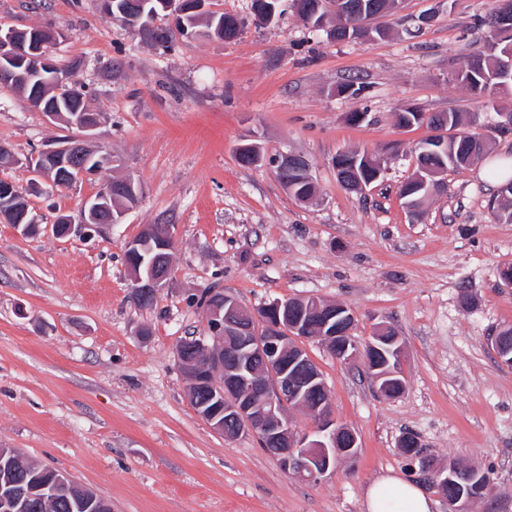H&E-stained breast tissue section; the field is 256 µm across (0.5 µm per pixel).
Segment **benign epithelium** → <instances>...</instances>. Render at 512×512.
<instances>
[{
  "mask_svg": "<svg viewBox=\"0 0 512 512\" xmlns=\"http://www.w3.org/2000/svg\"><path fill=\"white\" fill-rule=\"evenodd\" d=\"M278 0H253L257 18L267 21L276 10ZM163 12L171 18L170 26L178 36L190 37L194 32L184 23V17L204 11L205 0H159ZM301 20L307 22L331 9L338 11L333 0L309 3L291 0ZM145 3L131 2L119 9V15L139 35H145L142 18ZM50 34L38 29L0 28V85L29 87L34 80L46 83L55 94L68 97L74 90L68 76L59 71L51 59L47 44ZM28 103L50 120L67 119L78 134L58 142L21 161L9 147L0 146V164L24 166L32 175L29 185L42 192V181L57 185L68 172L77 179L94 175L112 163L89 144L91 132L99 124L97 115L71 112L69 115L35 96ZM371 168L369 176L353 183L363 191L378 181L383 173L381 160L364 161ZM277 172L301 175L312 181L308 163L301 157L287 155L275 161ZM418 168L415 176L400 187L399 195L414 215L417 200L428 197L430 186ZM12 182L0 188V218L15 225L27 236H37L42 228L29 213L17 206ZM112 201V185H106L100 195L84 202L80 226L97 228L120 222L125 208L107 206ZM173 238L169 227L148 224L140 235L129 241L125 259L131 275L132 295L139 303L154 298L165 287L170 276L169 260ZM207 314V335L198 337L201 352L192 360H177L180 371L187 377V396L197 415L226 438H254L266 447L277 449L281 466L296 478L315 482L336 466L341 459L354 457L358 449L356 434L338 423L324 377L310 357L307 344L319 342L344 364H364L376 392L394 388L399 395L405 387L402 367L403 344L389 325H379L369 339L359 343L353 337L356 315L344 305L329 304L312 297H292L276 300L270 305L250 309L222 290L208 292L203 304ZM291 409L308 411L315 428L310 433H298L288 416ZM418 479L432 488H451L448 512H469L474 497L469 492L470 473L457 464L436 467L420 460ZM38 490L65 494L84 503L105 508L100 497L90 489L70 480L57 470L38 485ZM25 491L10 484L0 488V512H14Z\"/></svg>",
  "mask_w": 512,
  "mask_h": 512,
  "instance_id": "obj_1",
  "label": "benign epithelium"
}]
</instances>
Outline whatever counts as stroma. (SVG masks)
Instances as JSON below:
<instances>
[{"label":"stroma","mask_w":512,"mask_h":512,"mask_svg":"<svg viewBox=\"0 0 512 512\" xmlns=\"http://www.w3.org/2000/svg\"><path fill=\"white\" fill-rule=\"evenodd\" d=\"M493 6L403 0L379 20L385 37L341 41L331 17L314 30L286 5L261 22L252 0H206L237 17L238 36L166 50L104 17L98 0H0V26L57 34L49 54L82 86L100 118L91 145L112 159L70 188L29 194L37 221H79L111 179L142 187L121 223L90 238L0 222V448L67 474L112 512H365L377 477L405 473L409 432L436 466L489 474L471 512H512V370L489 342L512 326V223L497 218L499 190L485 179L512 160V130H497V112L456 78L482 50ZM351 78L361 98L337 94ZM408 107L473 116L492 137L478 163L443 175L419 218L399 189L429 130L399 126ZM71 133L0 86V144L18 159L0 179L26 190L20 159ZM252 142L265 160L246 167L237 149ZM357 148L385 167L363 192L336 175L337 155ZM284 155L307 161L308 201L279 181L272 161ZM148 224L169 225L174 245L165 288L142 307L124 252ZM208 288L253 309L287 297L346 305L360 341L382 323L398 332L406 386L395 398L363 366L308 346L337 421L358 436L354 458L307 483L255 439L225 438L197 416L175 348L204 333Z\"/></svg>","instance_id":"obj_1"}]
</instances>
